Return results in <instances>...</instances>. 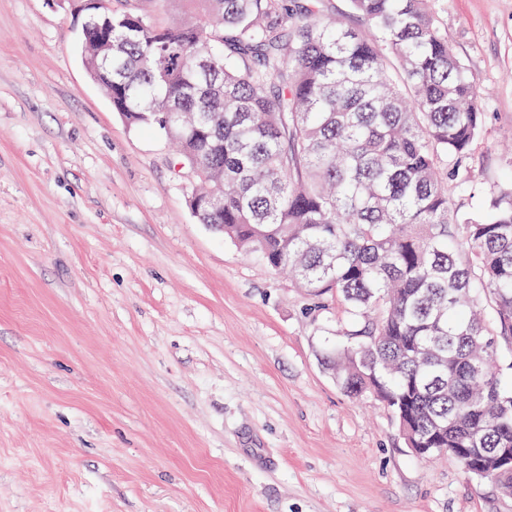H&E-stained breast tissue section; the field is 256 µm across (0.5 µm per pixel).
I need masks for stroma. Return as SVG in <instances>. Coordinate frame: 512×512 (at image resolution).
<instances>
[{
  "label": "stroma",
  "instance_id": "stroma-1",
  "mask_svg": "<svg viewBox=\"0 0 512 512\" xmlns=\"http://www.w3.org/2000/svg\"><path fill=\"white\" fill-rule=\"evenodd\" d=\"M484 90L472 215L512 171V0H431ZM59 0H0V512H512L322 361L336 311L187 203Z\"/></svg>",
  "mask_w": 512,
  "mask_h": 512
}]
</instances>
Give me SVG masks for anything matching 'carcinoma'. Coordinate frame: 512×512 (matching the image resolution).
I'll use <instances>...</instances> for the list:
<instances>
[{"mask_svg":"<svg viewBox=\"0 0 512 512\" xmlns=\"http://www.w3.org/2000/svg\"><path fill=\"white\" fill-rule=\"evenodd\" d=\"M126 2L98 84L202 170L191 191L223 188L202 223L336 295L342 390L385 401L411 448H469L472 467L512 448V383L492 364L512 336V184L474 217L453 209L444 180L466 183L485 112L429 0H346L359 30L315 3L167 0L204 22L160 24L149 0ZM485 476L512 496V472Z\"/></svg>","mask_w":512,"mask_h":512,"instance_id":"obj_1","label":"carcinoma"}]
</instances>
